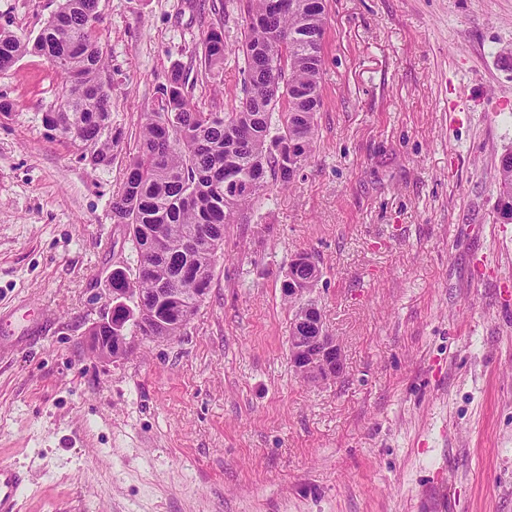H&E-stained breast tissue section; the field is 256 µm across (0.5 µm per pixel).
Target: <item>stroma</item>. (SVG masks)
Masks as SVG:
<instances>
[{"label": "stroma", "instance_id": "stroma-1", "mask_svg": "<svg viewBox=\"0 0 512 512\" xmlns=\"http://www.w3.org/2000/svg\"><path fill=\"white\" fill-rule=\"evenodd\" d=\"M58 0H0L36 36ZM246 0H99L102 77L122 137L92 168L42 114L65 85L44 58L0 70V464L20 512H512V223L495 166L512 148V0H328L309 164L227 225L197 313L172 339L89 352L116 268L135 269L111 203L140 117L173 64L203 111L241 96ZM224 27V69L195 48ZM309 253L311 296L346 372L299 378L281 280Z\"/></svg>", "mask_w": 512, "mask_h": 512}]
</instances>
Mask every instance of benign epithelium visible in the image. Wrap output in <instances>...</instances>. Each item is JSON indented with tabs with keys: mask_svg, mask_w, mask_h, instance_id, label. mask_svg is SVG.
Segmentation results:
<instances>
[{
	"mask_svg": "<svg viewBox=\"0 0 512 512\" xmlns=\"http://www.w3.org/2000/svg\"><path fill=\"white\" fill-rule=\"evenodd\" d=\"M317 333L314 336L288 337V357L295 373L303 379L335 381L345 371L343 354L336 339L328 334L323 319L313 323ZM90 348L93 355L101 359H111L128 351L126 343L112 344V337L90 335Z\"/></svg>",
	"mask_w": 512,
	"mask_h": 512,
	"instance_id": "7a95c632",
	"label": "benign epithelium"
}]
</instances>
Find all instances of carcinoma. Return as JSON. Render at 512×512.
I'll use <instances>...</instances> for the list:
<instances>
[{"mask_svg":"<svg viewBox=\"0 0 512 512\" xmlns=\"http://www.w3.org/2000/svg\"><path fill=\"white\" fill-rule=\"evenodd\" d=\"M326 0H247L241 52L244 96L230 112H204L191 103L182 66L170 70L161 87V111L141 117L136 154L129 160L121 192L112 200L114 223L128 228L136 269L112 271V287L129 293L131 304L112 308V336L128 327L142 338L177 336L172 325L184 311L196 313L198 289L211 288L216 250L223 249L224 225L247 210L270 182H294L311 159L316 115L323 101V39ZM98 0H59L31 39L0 29V69L30 54L45 58L67 77L66 112L49 108L43 124L65 139L78 137L94 157L91 166L112 162L110 89L101 79L105 57L98 24ZM224 29L213 26L202 44L204 74L224 67ZM280 127L271 132V116ZM495 210L512 218V150L495 175ZM318 269L310 256L292 261L281 282L292 310L291 336L310 332V313L292 288H312ZM169 289L158 303L155 291Z\"/></svg>","mask_w":512,"mask_h":512,"instance_id":"carcinoma-1","label":"carcinoma"}]
</instances>
